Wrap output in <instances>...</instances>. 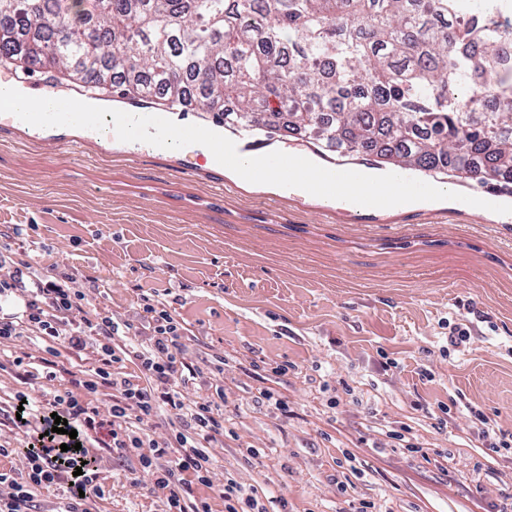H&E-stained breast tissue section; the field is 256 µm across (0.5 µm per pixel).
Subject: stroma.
<instances>
[{"label": "stroma", "instance_id": "obj_1", "mask_svg": "<svg viewBox=\"0 0 512 512\" xmlns=\"http://www.w3.org/2000/svg\"><path fill=\"white\" fill-rule=\"evenodd\" d=\"M27 224L37 234H17ZM1 250L95 278L117 319L138 322L157 294L198 371L189 397L216 383L227 395L207 448L216 473L288 512L363 499L512 512V459L488 455L470 415L512 435V222L434 201L358 211L242 181L198 152L116 140L72 153L0 129ZM457 327L470 338L455 348ZM25 389L0 367V472L19 480L37 440L10 422ZM263 390L287 398V418ZM89 461L104 491L91 512H165L162 494L132 485L136 457L94 448Z\"/></svg>", "mask_w": 512, "mask_h": 512}]
</instances>
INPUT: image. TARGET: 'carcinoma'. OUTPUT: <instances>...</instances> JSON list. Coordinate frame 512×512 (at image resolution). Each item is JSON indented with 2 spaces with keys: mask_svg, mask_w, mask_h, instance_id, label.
<instances>
[{
  "mask_svg": "<svg viewBox=\"0 0 512 512\" xmlns=\"http://www.w3.org/2000/svg\"><path fill=\"white\" fill-rule=\"evenodd\" d=\"M9 0L0 66L395 169L512 184V0Z\"/></svg>",
  "mask_w": 512,
  "mask_h": 512,
  "instance_id": "1",
  "label": "carcinoma"
}]
</instances>
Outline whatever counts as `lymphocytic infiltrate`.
I'll return each mask as SVG.
<instances>
[{
    "label": "lymphocytic infiltrate",
    "instance_id": "obj_1",
    "mask_svg": "<svg viewBox=\"0 0 512 512\" xmlns=\"http://www.w3.org/2000/svg\"><path fill=\"white\" fill-rule=\"evenodd\" d=\"M79 280L78 272L60 274L52 265L30 278L0 254V344L28 332L38 336L47 356L37 373L49 380L58 375L52 359L58 347L76 356L91 348L97 355L92 371H68L71 389L65 395L27 397L21 418L40 416L42 436L27 451L25 481L0 472V512H37L34 488L59 484L66 487L62 512H89V502L103 493L97 473L85 464L84 444L92 439L107 450L136 455L140 469L133 484L163 493L166 512H211L198 493L202 487L220 494L224 512H270L256 489L229 476L215 477L205 445L224 432V388L216 386L207 397L184 396L195 370L185 361L177 317L164 303L143 297L139 317L150 333L142 335L133 323L109 313H88L89 300ZM125 361L136 365L143 383L116 372V364ZM13 364L22 380L37 374L23 358ZM104 393L110 396L106 406L96 405V397ZM48 407L57 408V417L45 416ZM166 408L179 424L160 434L153 419ZM58 418L66 420V433L53 432Z\"/></svg>",
    "mask_w": 512,
    "mask_h": 512
}]
</instances>
